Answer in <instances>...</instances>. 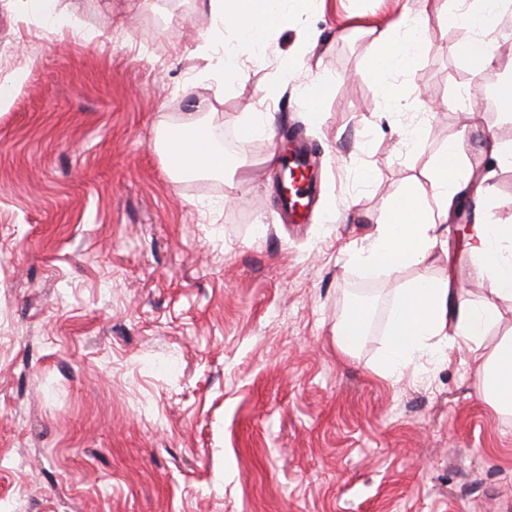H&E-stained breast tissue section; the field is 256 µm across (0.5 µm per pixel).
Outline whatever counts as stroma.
<instances>
[{
	"label": "stroma",
	"mask_w": 512,
	"mask_h": 512,
	"mask_svg": "<svg viewBox=\"0 0 512 512\" xmlns=\"http://www.w3.org/2000/svg\"><path fill=\"white\" fill-rule=\"evenodd\" d=\"M448 0H304L265 52L224 76L204 0H63L59 21L0 0V512H512V415L453 350L376 373L400 281L483 291L461 252L401 280L352 259L389 202L429 198L455 141L512 224V141L490 79L512 75V16L473 71ZM427 20L408 72L381 73L377 29ZM333 83L309 109L300 89ZM210 129L274 118L220 175L163 144L193 102ZM322 162L306 223L279 216L293 132ZM371 317L354 354L332 329Z\"/></svg>",
	"instance_id": "35a3bbf8"
}]
</instances>
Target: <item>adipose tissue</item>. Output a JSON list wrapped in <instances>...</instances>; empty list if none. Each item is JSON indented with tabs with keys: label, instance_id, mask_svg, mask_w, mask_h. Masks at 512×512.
<instances>
[{
	"label": "adipose tissue",
	"instance_id": "adipose-tissue-1",
	"mask_svg": "<svg viewBox=\"0 0 512 512\" xmlns=\"http://www.w3.org/2000/svg\"><path fill=\"white\" fill-rule=\"evenodd\" d=\"M209 5L225 29L236 35L235 43L224 47L223 66L228 75L236 71L244 53L263 46L290 20L282 0H209ZM510 13L512 0H459L453 19L470 32L463 52L473 70L490 66L497 25ZM426 36L423 21L400 35L385 28L375 37L373 51L388 69L405 71ZM432 177L437 189L433 200L408 192L388 208L367 247L354 257L359 264L394 276L422 265L443 242V226L458 192L467 190L478 207L459 248L470 260L473 279L486 285L487 292L468 304L449 279L423 276L405 282L394 298L380 369L389 376L399 375L418 357L435 355V338L451 339L471 353L478 387L486 400L508 413L512 411V335L504 334L489 350L484 340L501 321L498 300L512 298V225L492 220L488 178L463 158L457 143H449L439 154Z\"/></svg>",
	"mask_w": 512,
	"mask_h": 512
}]
</instances>
